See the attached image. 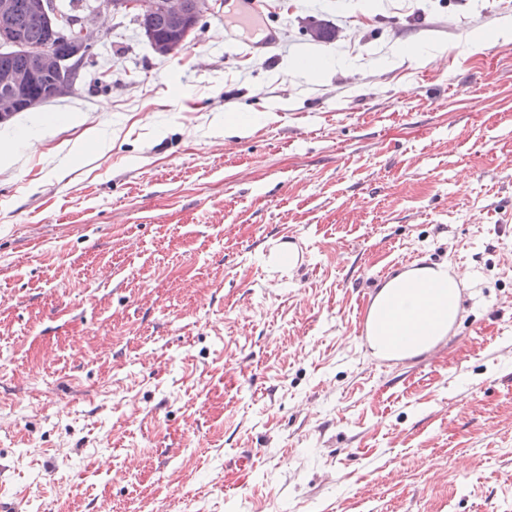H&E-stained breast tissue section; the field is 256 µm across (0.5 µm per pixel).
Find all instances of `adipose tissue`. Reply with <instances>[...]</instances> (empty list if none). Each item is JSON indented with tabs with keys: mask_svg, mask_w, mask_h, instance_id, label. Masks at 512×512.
Instances as JSON below:
<instances>
[{
	"mask_svg": "<svg viewBox=\"0 0 512 512\" xmlns=\"http://www.w3.org/2000/svg\"><path fill=\"white\" fill-rule=\"evenodd\" d=\"M461 286L459 274L444 263L418 266L389 278L366 319L374 355L391 356L389 343L397 336L411 339L409 355L431 351L460 315Z\"/></svg>",
	"mask_w": 512,
	"mask_h": 512,
	"instance_id": "obj_1",
	"label": "adipose tissue"
}]
</instances>
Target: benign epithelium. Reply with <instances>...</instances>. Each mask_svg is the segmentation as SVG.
Segmentation results:
<instances>
[{
	"label": "benign epithelium",
	"mask_w": 512,
	"mask_h": 512,
	"mask_svg": "<svg viewBox=\"0 0 512 512\" xmlns=\"http://www.w3.org/2000/svg\"><path fill=\"white\" fill-rule=\"evenodd\" d=\"M28 8L48 27L67 33V49L26 43L19 35L15 0H0V54L20 53L25 66L0 67V123L19 112H32L68 95L72 89L74 60L97 45V33L88 20L62 14L52 0H30ZM210 10L209 0H164L160 16L171 38H159L152 26L156 0H98L91 13L125 12L132 15L153 51L175 54L190 44L201 15Z\"/></svg>",
	"instance_id": "7a95c632"
}]
</instances>
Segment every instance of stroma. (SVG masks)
Wrapping results in <instances>:
<instances>
[{
	"instance_id": "35a3bbf8",
	"label": "stroma",
	"mask_w": 512,
	"mask_h": 512,
	"mask_svg": "<svg viewBox=\"0 0 512 512\" xmlns=\"http://www.w3.org/2000/svg\"><path fill=\"white\" fill-rule=\"evenodd\" d=\"M209 4L169 57L105 16L73 91L0 124L6 499L512 512V40L477 36L512 0H265L250 31ZM440 262L446 339L372 357L377 291Z\"/></svg>"
}]
</instances>
